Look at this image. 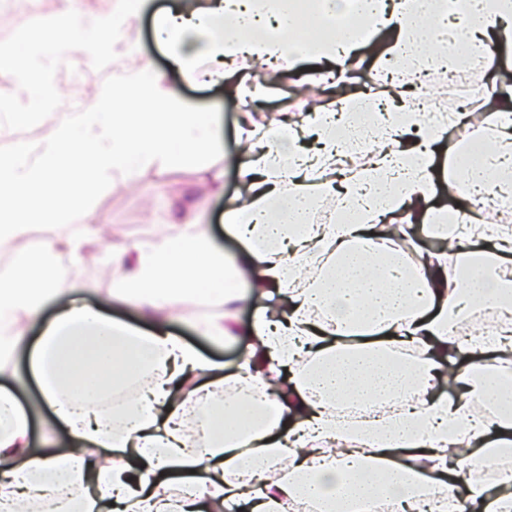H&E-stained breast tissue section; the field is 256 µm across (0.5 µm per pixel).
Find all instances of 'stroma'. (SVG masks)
I'll list each match as a JSON object with an SVG mask.
<instances>
[{
  "label": "stroma",
  "instance_id": "obj_1",
  "mask_svg": "<svg viewBox=\"0 0 512 512\" xmlns=\"http://www.w3.org/2000/svg\"><path fill=\"white\" fill-rule=\"evenodd\" d=\"M148 7L138 20L139 43L134 55L111 61L109 69H89L82 77H75V67L84 63L77 40L59 42L55 33L41 25L44 16L66 9L78 13L102 10L106 0H0V53L21 55L25 63L22 73L0 78V107L21 112L31 111L39 115V108H27V89L34 85L36 71L45 69L55 78L58 104L82 100L91 104L96 91L119 78H134L142 61H149L159 71L165 72L168 81L178 85L183 97L196 110L212 114L218 122L222 143L214 152V169L224 176L223 190L212 188L209 179L191 163L169 168L151 167L140 172L134 182L112 180L109 187L99 194L96 210L88 220V236L98 251V262L87 266L82 260H70L72 280L84 287L83 295L89 300L108 299L112 302L113 318L137 328H145L146 322L135 306L112 301V288L119 275L113 263L115 240L122 239L139 247L152 242L159 235L177 233L182 225L204 219L215 245L225 253H237L240 242L226 229L224 206L239 190L237 170L243 161L238 142V126L241 120V98L229 93L225 86L210 83L203 78L196 82H184L180 73L171 69L166 48L155 36V23L163 13L187 6L188 0H147ZM318 66L311 61L303 62L301 76L286 77L278 83H268L262 67H255L245 84L258 88L256 112L305 113L310 109L306 90L307 76ZM441 78L440 71H432L421 91L432 98L439 107L450 101L470 100V121L463 126L450 127L446 145L449 151L467 145L469 140L483 133L482 97H469L466 87L452 91L450 97L436 96L434 87ZM213 303L200 297L182 294L176 297L172 314L161 326L194 345L201 354L222 364L225 372H236L248 350L247 340L235 343H214L195 328L198 319L210 315ZM39 334L38 327H31L24 338L25 346L19 349L10 371L0 373V388L9 390L26 411L31 422V448L36 453L68 447L70 440L63 429L44 434L43 425L51 417L49 408L41 401L38 386L28 370L26 348Z\"/></svg>",
  "mask_w": 512,
  "mask_h": 512
}]
</instances>
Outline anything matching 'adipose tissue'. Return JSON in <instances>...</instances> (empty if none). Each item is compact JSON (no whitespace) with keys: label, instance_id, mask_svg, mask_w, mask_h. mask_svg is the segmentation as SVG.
Returning a JSON list of instances; mask_svg holds the SVG:
<instances>
[{"label":"adipose tissue","instance_id":"obj_1","mask_svg":"<svg viewBox=\"0 0 512 512\" xmlns=\"http://www.w3.org/2000/svg\"><path fill=\"white\" fill-rule=\"evenodd\" d=\"M144 0H117L113 11L85 17L61 11L45 28L69 39L94 31L113 56L139 40ZM308 13L311 35L297 17ZM124 37L112 41L113 29ZM387 30V54L399 71L437 69L468 46L486 68L501 43L512 41V0H208L201 9L158 20V34L187 80L199 63L180 46H203L212 73L242 59L274 73L320 63V80L334 88L345 62L363 41L360 31ZM379 97H342L313 116H280L266 125L243 113L240 199L227 203L224 222L241 243L235 256L216 247L207 225H183L119 251L113 294L151 313L168 312L175 295L217 296L220 308L198 330L221 342L246 334L241 369L221 375L217 364L177 337L112 319L106 302L81 299L82 286L58 282L44 264L62 251L78 255L82 231L26 248L30 225L20 218L31 195L51 204V223L70 225L92 212L112 176L190 162L212 173L221 131L196 111L163 72L142 63L130 82L99 92L86 111L17 152L0 151V247L11 264L0 273V363L10 361L32 325L38 341L29 368L55 424L72 445L33 454L29 417L0 389V512H281L285 500L316 502L324 512H369L391 498L397 512H417L423 488L435 491V512H512V468L484 467L512 458V413H480L512 386V236L484 225L457 223L458 190L436 183L433 157L446 123L430 119L429 103L393 89L386 120L341 138L348 113L377 106ZM484 115L487 157L460 163L469 200L484 205L512 195V96L489 100ZM314 134L315 152L299 141ZM372 148L359 167L338 169L352 144ZM345 212L340 221H308L315 198ZM420 236L439 242L422 252ZM416 254L406 263L403 251ZM463 261L464 287H449L448 259ZM275 302L260 309L246 331L234 313L243 279ZM55 303L51 319L43 309ZM504 313L491 336L453 335L455 319L475 307ZM150 385L120 411L110 396L140 379ZM246 385L267 402L256 425L242 419V401L216 400L229 385ZM403 400L394 415L336 416V403ZM201 427L198 447L185 433ZM286 479L244 489L239 478L271 468Z\"/></svg>","mask_w":512,"mask_h":512}]
</instances>
